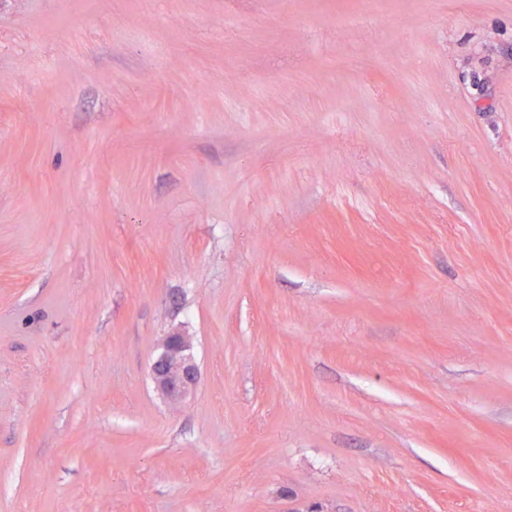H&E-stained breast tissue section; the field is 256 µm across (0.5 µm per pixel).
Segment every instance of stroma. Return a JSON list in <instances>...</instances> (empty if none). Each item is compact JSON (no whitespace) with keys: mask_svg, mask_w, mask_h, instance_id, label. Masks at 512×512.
<instances>
[{"mask_svg":"<svg viewBox=\"0 0 512 512\" xmlns=\"http://www.w3.org/2000/svg\"><path fill=\"white\" fill-rule=\"evenodd\" d=\"M0 512H512V0H0ZM155 389L168 399H182L191 394L198 382L199 369L188 336L171 331L164 336L151 364Z\"/></svg>","mask_w":512,"mask_h":512,"instance_id":"obj_1","label":"stroma"}]
</instances>
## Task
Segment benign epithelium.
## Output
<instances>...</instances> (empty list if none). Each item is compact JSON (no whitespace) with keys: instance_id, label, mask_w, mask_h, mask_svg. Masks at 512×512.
<instances>
[{"instance_id":"obj_1","label":"benign epithelium","mask_w":512,"mask_h":512,"mask_svg":"<svg viewBox=\"0 0 512 512\" xmlns=\"http://www.w3.org/2000/svg\"><path fill=\"white\" fill-rule=\"evenodd\" d=\"M151 376L155 389L168 399H182L194 391L199 369L189 337L179 331L163 337L151 364Z\"/></svg>"}]
</instances>
